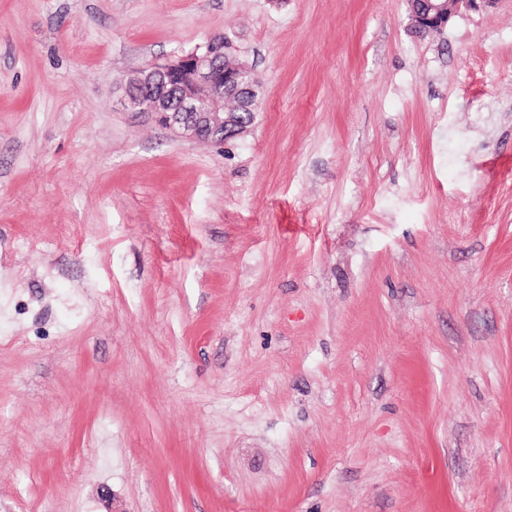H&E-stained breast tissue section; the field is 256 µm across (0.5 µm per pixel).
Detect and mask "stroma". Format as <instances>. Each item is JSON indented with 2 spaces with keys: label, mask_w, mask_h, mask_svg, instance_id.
I'll list each match as a JSON object with an SVG mask.
<instances>
[{
  "label": "stroma",
  "mask_w": 512,
  "mask_h": 512,
  "mask_svg": "<svg viewBox=\"0 0 512 512\" xmlns=\"http://www.w3.org/2000/svg\"><path fill=\"white\" fill-rule=\"evenodd\" d=\"M0 0V512H512V0ZM223 37V144L126 75ZM478 2L492 6L498 0H410L411 24L421 32L441 30L462 5L476 7Z\"/></svg>",
  "instance_id": "35a3bbf8"
}]
</instances>
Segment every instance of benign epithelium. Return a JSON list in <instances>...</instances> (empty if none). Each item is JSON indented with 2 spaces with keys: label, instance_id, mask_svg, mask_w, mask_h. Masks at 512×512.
I'll list each match as a JSON object with an SVG mask.
<instances>
[{
  "label": "benign epithelium",
  "instance_id": "7a95c632",
  "mask_svg": "<svg viewBox=\"0 0 512 512\" xmlns=\"http://www.w3.org/2000/svg\"><path fill=\"white\" fill-rule=\"evenodd\" d=\"M498 0H410L411 24L421 32L445 27L461 6H491ZM127 108L147 112L174 135L221 144L241 134L259 108V85L251 68L224 53V38L204 50L140 69L120 82Z\"/></svg>",
  "mask_w": 512,
  "mask_h": 512
}]
</instances>
